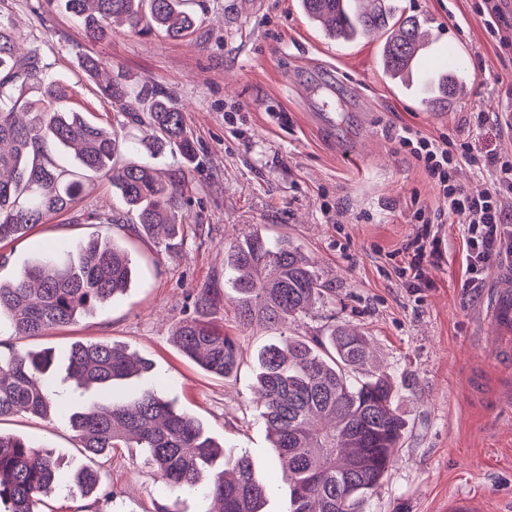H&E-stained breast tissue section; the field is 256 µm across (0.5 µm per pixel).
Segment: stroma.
Returning <instances> with one entry per match:
<instances>
[{
    "label": "stroma",
    "instance_id": "35a3bbf8",
    "mask_svg": "<svg viewBox=\"0 0 512 512\" xmlns=\"http://www.w3.org/2000/svg\"><path fill=\"white\" fill-rule=\"evenodd\" d=\"M396 2L403 14L433 18L435 33L467 53L465 99L426 106L382 75L379 38L328 39L300 0H196L198 23L185 39L119 27L101 42L85 36L64 0H0V16L14 24L22 47L77 84L71 105L91 122L110 125L124 102L99 97L79 65L87 56L110 63L120 82L172 94L198 148L185 221L170 246L100 223V215L122 206L101 177L84 181L74 210L0 243L1 282L47 247L75 253L109 238L126 246L136 267L130 287L111 303L44 336L1 331L0 350H49L61 358L74 342L100 340L138 352L153 365L149 384L202 420L225 450L251 457L269 486L264 512H287L288 484L254 403L257 357L283 337L240 324L232 304L214 310L212 320L234 336L239 353L237 369L223 378L182 356L170 336L177 322L194 316L200 289L223 287L225 243L261 225L269 237H287L329 289L288 334L324 336L335 324L357 329L370 343L369 368L390 375L399 391L402 445L364 512H448L457 495L470 496L475 512H512V396L502 392L512 325L501 328L491 316L498 297L512 301V257L495 260L482 282L464 287L462 233L447 222L438 227L441 246L427 267V287L405 288L392 257L418 230L414 202L440 206L394 134L410 125L512 159V47L491 37L479 0ZM328 70L340 78L329 91L331 138L312 122L308 92ZM474 111L486 113L484 127L468 125ZM0 431L50 445L71 465L85 461L65 416L19 413L0 422ZM99 466L116 496L99 502L97 512H204L201 493L165 492L138 449H116Z\"/></svg>",
    "mask_w": 512,
    "mask_h": 512
}]
</instances>
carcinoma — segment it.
Wrapping results in <instances>:
<instances>
[{
    "instance_id": "obj_1",
    "label": "carcinoma",
    "mask_w": 512,
    "mask_h": 512,
    "mask_svg": "<svg viewBox=\"0 0 512 512\" xmlns=\"http://www.w3.org/2000/svg\"><path fill=\"white\" fill-rule=\"evenodd\" d=\"M302 0L308 19L334 40L382 38L379 67L386 78L405 80L424 50L428 28L413 16L394 15L392 0ZM191 0H66L88 39L100 41L123 25L136 34L162 31L182 39L194 27ZM52 64L24 53L20 35L0 17V241L27 235L34 226L71 210L81 173L112 181L125 209L108 214L110 224H127L133 235L161 230L172 239L182 224L188 181L185 167L195 145L170 93L155 85L129 87L107 80L101 95L125 101L110 127L94 124L63 102L70 84L51 73ZM468 76L456 70L435 79V107L464 98ZM30 92L35 100L26 99ZM146 131L149 158L123 161L127 128ZM54 144L73 151L78 168L58 163ZM168 152L180 165L161 178L152 159ZM132 278L129 251L115 240L94 241L74 255L47 250L12 281L0 282V325L17 336H42L125 292ZM224 287L242 323L280 331L287 317L309 314L326 289L311 263L288 238L271 239L260 229L232 242L224 260ZM224 300L219 288L197 294L199 315L179 322L172 333L181 353L217 376L232 374L237 352L224 328L207 318ZM370 356L364 336L332 326L326 339L296 336L270 344L258 355L256 375L261 416L279 466L288 474V512H363L395 459L406 429L397 410L398 392L383 373H361ZM59 364L47 352L11 348L0 352V418L26 412L51 418L58 411L55 376ZM151 364L125 346L105 341L75 342L66 376L74 382L75 404L68 421L88 460L116 448H138L172 492H203L221 512H262L267 486L243 452L224 454L203 423L153 388L129 380ZM64 463L48 447L0 432V512H42L56 493ZM79 492L99 503L97 469L87 464L73 476Z\"/></svg>"
}]
</instances>
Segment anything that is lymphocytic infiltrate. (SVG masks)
<instances>
[{
	"instance_id": "lymphocytic-infiltrate-1",
	"label": "lymphocytic infiltrate",
	"mask_w": 512,
	"mask_h": 512,
	"mask_svg": "<svg viewBox=\"0 0 512 512\" xmlns=\"http://www.w3.org/2000/svg\"><path fill=\"white\" fill-rule=\"evenodd\" d=\"M395 141L430 179L449 219L463 226L466 281L477 284L494 258L512 255V223L505 212L512 199V162L474 153L468 143L458 144L446 136H424L408 126L398 130ZM463 163L480 173L491 172L489 188L476 194L466 190L457 179ZM414 218L424 229L402 248L398 271L408 287L419 288L427 282L426 269L438 251L439 238L429 229L437 217L427 206H416Z\"/></svg>"
}]
</instances>
